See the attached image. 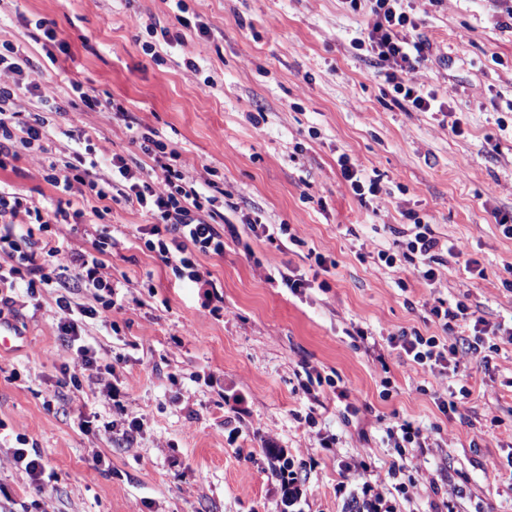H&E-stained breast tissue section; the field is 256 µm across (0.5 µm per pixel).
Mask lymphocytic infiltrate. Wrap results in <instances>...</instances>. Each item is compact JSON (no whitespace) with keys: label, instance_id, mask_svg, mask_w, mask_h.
<instances>
[{"label":"lymphocytic infiltrate","instance_id":"1","mask_svg":"<svg viewBox=\"0 0 512 512\" xmlns=\"http://www.w3.org/2000/svg\"><path fill=\"white\" fill-rule=\"evenodd\" d=\"M404 0H368L372 22L366 36L367 50L376 58L385 82L395 93L402 95L411 108L419 112H440L444 106L434 91L419 83L417 73L428 58L429 44L418 34V23L408 13ZM16 49L12 45L0 48V156H10L15 145L31 147L47 137L46 113L65 111L53 91L38 85L29 73L15 62ZM33 95L37 104L26 118H19L15 108L18 90ZM148 161L144 166L130 168L120 155H113L110 174L86 163L80 152L69 159H51L48 162V182L61 193L60 199L49 206L39 207L29 202L10 185L0 184V251L18 256V263L8 270L0 269V288L24 289L31 300H38L43 288L59 289L56 299V328L62 336L72 359L81 371L87 372L91 384L102 393L112 396L116 390L111 379L98 375L99 357L96 349L83 336L85 319L96 316L98 309L80 307L71 295L77 289H92L105 293L104 309H111V275L102 260L111 252V236L100 237L92 251H65L55 246L49 249L22 250L21 242L12 229L22 215L34 217L41 227L68 224L70 218H81V211L72 210V196L83 200L113 199L131 207H139L153 219L148 229L147 246L176 275L192 282H200L197 253L220 256L224 253V232L207 220L213 212L217 195L201 191L196 181L185 173L187 163L177 148L162 141H150L143 147ZM412 238L403 253L414 273L424 281L435 282L433 266L439 250H446L455 258H463L466 269H480L477 260L465 257L460 245L440 244L432 236L428 225L414 221ZM432 322L439 335L425 336L419 331H404L389 337L390 347L414 365L429 368L444 376L455 371L459 350L480 353L482 348L497 350L498 335L512 337V327L491 326L465 301L438 304L430 307ZM343 477L352 489L349 498L352 512H396L394 502L379 484L368 480L363 473L344 467Z\"/></svg>","mask_w":512,"mask_h":512}]
</instances>
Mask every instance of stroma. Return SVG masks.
Wrapping results in <instances>:
<instances>
[{
  "mask_svg": "<svg viewBox=\"0 0 512 512\" xmlns=\"http://www.w3.org/2000/svg\"><path fill=\"white\" fill-rule=\"evenodd\" d=\"M410 5L430 44L418 79L441 112L399 107L375 59L355 49L371 23L364 2L0 0V45L18 47L37 82L76 102L84 92L122 103L140 132L178 148L189 177L223 189L226 223L223 255L198 258L199 283L146 250L151 217L139 208L103 201L60 236L64 250L88 251L112 235L104 261L119 305L85 330L113 368L115 398L73 388L56 289L35 302L16 290L0 307L22 333L0 353V512H284L270 443L298 474L304 512H346L343 463L365 462L371 480L393 488L387 430L404 421L429 435L430 450L408 458L456 485L454 512H512V344L500 341L485 366L459 351L456 375L441 379L387 343L404 330L436 334L428 307L439 300L465 299L493 325L512 321V237L493 218L512 213V29L499 26L495 0ZM41 19L57 42L40 41ZM47 118L45 151L18 149L0 169L37 205L58 196L44 166L68 153L66 131L86 133L89 158L146 160L123 123L78 102ZM343 154L380 177L384 195L359 201ZM412 212L440 241L464 244L485 278L448 255L431 284L407 262H380L379 251L401 253ZM246 215L296 226L301 245L256 242ZM283 265L313 288L295 296L269 282ZM212 288L221 309L206 302ZM359 328L375 352L354 339ZM310 366L354 389L357 415L332 388L305 393ZM462 385L463 416L442 413L439 397ZM135 417L129 441L124 423ZM322 433L333 447L320 446ZM20 434L56 481L36 488L14 464ZM489 457L498 473L483 469Z\"/></svg>",
  "mask_w": 512,
  "mask_h": 512,
  "instance_id": "35a3bbf8",
  "label": "stroma"
}]
</instances>
